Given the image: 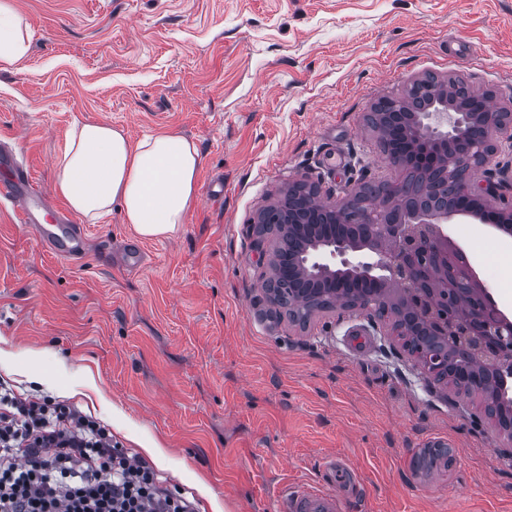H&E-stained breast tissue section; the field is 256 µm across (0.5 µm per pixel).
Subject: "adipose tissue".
Instances as JSON below:
<instances>
[{"label": "adipose tissue", "mask_w": 512, "mask_h": 512, "mask_svg": "<svg viewBox=\"0 0 512 512\" xmlns=\"http://www.w3.org/2000/svg\"><path fill=\"white\" fill-rule=\"evenodd\" d=\"M29 48L13 0H0V62L16 64ZM199 159L195 143L179 134H152L133 145L109 124H76L56 163V192L90 223L117 210L139 236L168 237L196 200Z\"/></svg>", "instance_id": "ef3b65f1"}]
</instances>
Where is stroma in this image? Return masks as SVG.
<instances>
[{
  "label": "stroma",
  "mask_w": 512,
  "mask_h": 512,
  "mask_svg": "<svg viewBox=\"0 0 512 512\" xmlns=\"http://www.w3.org/2000/svg\"><path fill=\"white\" fill-rule=\"evenodd\" d=\"M28 57L0 64V149L52 209L55 160L74 123L130 142L172 132L200 152L197 199L178 234L142 240L119 214L88 227L82 262L58 259L0 205V340L39 348L0 381L73 405L200 512H276L277 491L337 486L346 512H512V457L479 397L429 394L381 326L340 311L308 327L263 292L259 212L289 184L322 192L398 180L364 115L431 75L493 93L512 113V0H13ZM220 196H211L214 188ZM448 234L512 313V241L477 218ZM92 371L111 401L82 393ZM207 485L212 498L199 496Z\"/></svg>",
  "instance_id": "stroma-1"
}]
</instances>
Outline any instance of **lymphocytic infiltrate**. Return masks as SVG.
Returning a JSON list of instances; mask_svg holds the SVG:
<instances>
[{
    "mask_svg": "<svg viewBox=\"0 0 512 512\" xmlns=\"http://www.w3.org/2000/svg\"><path fill=\"white\" fill-rule=\"evenodd\" d=\"M0 512H196L96 419L0 384Z\"/></svg>",
    "mask_w": 512,
    "mask_h": 512,
    "instance_id": "f902f5d3",
    "label": "lymphocytic infiltrate"
}]
</instances>
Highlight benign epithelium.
I'll return each mask as SVG.
<instances>
[{
  "mask_svg": "<svg viewBox=\"0 0 512 512\" xmlns=\"http://www.w3.org/2000/svg\"><path fill=\"white\" fill-rule=\"evenodd\" d=\"M452 92L450 82L437 85L431 101L411 113L399 129L388 126L382 113L366 115L379 138L401 142V152L384 155L389 166L407 174L414 165L456 168L452 184L423 175L421 193H432L435 204L411 207L406 184H391L381 204L358 216V223L369 227L371 234L338 235L329 228L319 245L305 250L297 262L288 258L285 268L283 256L292 251L298 226L317 225L322 212L345 224L350 202L358 196L357 190L347 188L340 201L327 203L320 188L310 184L309 194L282 212L280 223L267 220L279 211L277 203L261 214L263 234L256 247L263 248L267 239L274 243L265 297L291 316L308 309L300 326H307L318 313L335 310L358 309L372 322L384 321L386 316L371 310L384 303L394 309L391 320L402 323L391 327V335L399 337L392 352L407 356L426 386H446L435 375L448 369L459 386L482 396L485 410L505 412L511 426L512 318L499 310L486 285L461 261L445 225L471 216L512 233V204L497 205L509 169L487 167L498 144L505 142L512 149V113L489 110L478 97L472 106L458 107L450 103ZM347 278L371 285L365 298L355 299L347 292Z\"/></svg>",
  "mask_w": 512,
  "mask_h": 512,
  "instance_id": "1",
  "label": "benign epithelium"
}]
</instances>
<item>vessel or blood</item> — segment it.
<instances>
[{
    "label": "vessel or blood",
    "instance_id": "obj_1",
    "mask_svg": "<svg viewBox=\"0 0 512 512\" xmlns=\"http://www.w3.org/2000/svg\"><path fill=\"white\" fill-rule=\"evenodd\" d=\"M0 170L9 174L0 183V196L9 199L17 208L23 223L33 225L37 235L59 257L75 259L85 249V233L72 220H64L57 230H49L37 223L35 212L48 208L49 203L37 189L28 168L10 155H0ZM278 512H340L342 501L335 490L311 491L302 487L284 489L278 499Z\"/></svg>",
    "mask_w": 512,
    "mask_h": 512
}]
</instances>
